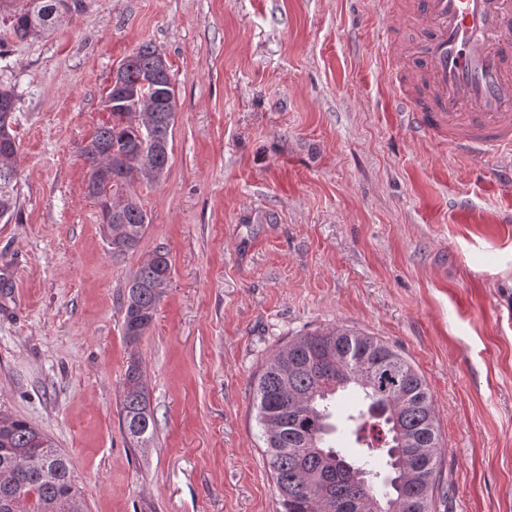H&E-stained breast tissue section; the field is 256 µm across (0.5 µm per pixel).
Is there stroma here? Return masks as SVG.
<instances>
[{
  "instance_id": "35a3bbf8",
  "label": "stroma",
  "mask_w": 512,
  "mask_h": 512,
  "mask_svg": "<svg viewBox=\"0 0 512 512\" xmlns=\"http://www.w3.org/2000/svg\"><path fill=\"white\" fill-rule=\"evenodd\" d=\"M20 40L18 213L0 221V404L71 459L90 512H280L255 419L267 357L344 325L400 349L432 394L445 452L435 512H512V179L409 130L378 0H68ZM164 54L177 112L168 170L134 190L150 220L108 248L82 147L112 78ZM171 281L138 343L125 287L155 253ZM156 445L119 425L130 358Z\"/></svg>"
}]
</instances>
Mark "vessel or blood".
I'll return each mask as SVG.
<instances>
[{
  "label": "vessel or blood",
  "mask_w": 512,
  "mask_h": 512,
  "mask_svg": "<svg viewBox=\"0 0 512 512\" xmlns=\"http://www.w3.org/2000/svg\"><path fill=\"white\" fill-rule=\"evenodd\" d=\"M421 30L409 45L382 44L410 66L394 98L415 131L470 159L512 162V0H385Z\"/></svg>",
  "instance_id": "vessel-or-blood-1"
}]
</instances>
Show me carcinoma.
<instances>
[{"instance_id": "1", "label": "carcinoma", "mask_w": 512, "mask_h": 512, "mask_svg": "<svg viewBox=\"0 0 512 512\" xmlns=\"http://www.w3.org/2000/svg\"><path fill=\"white\" fill-rule=\"evenodd\" d=\"M68 0H28L10 21L20 39L41 37L66 21ZM122 86L160 97L153 128L138 119L139 100L112 108L81 156L87 189L100 205L107 244L114 253L134 250L149 224L134 177L162 180L169 160L177 107L169 66L150 43L121 64ZM16 96L0 89V129L14 120ZM18 144L0 138V220L17 213ZM112 162V180L99 167ZM118 197L110 213L103 200ZM171 280L167 256L158 253L131 278L123 302L122 333L134 344L153 323ZM355 388L363 408L344 427L366 452L350 460L330 436L331 402ZM257 421L266 445L281 512H435L438 464L444 448L432 396L423 376L395 346L343 326L296 336L274 351L255 383ZM119 421L132 448H153L156 420L143 367L132 358L124 373ZM0 512H88L70 458L30 421L0 408Z\"/></svg>"}]
</instances>
